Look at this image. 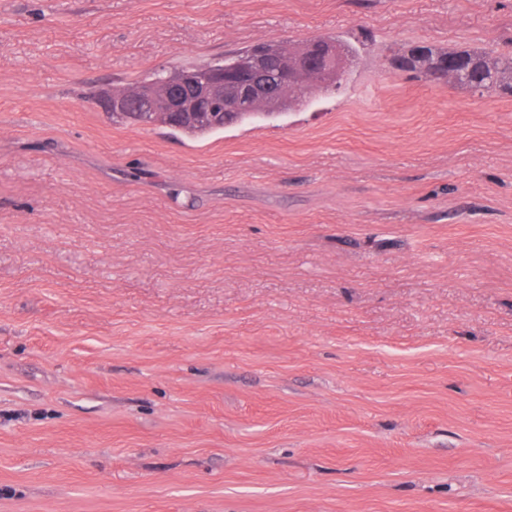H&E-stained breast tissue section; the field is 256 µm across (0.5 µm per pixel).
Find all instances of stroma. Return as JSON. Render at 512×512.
Wrapping results in <instances>:
<instances>
[{"mask_svg": "<svg viewBox=\"0 0 512 512\" xmlns=\"http://www.w3.org/2000/svg\"><path fill=\"white\" fill-rule=\"evenodd\" d=\"M367 48L205 139L92 94ZM512 0H0V512H512ZM448 59L462 61L465 65V74L461 77L462 73L458 70L445 66L443 70H439V76L434 81L435 86L446 88L455 86L459 81L458 87L472 93L512 94V57H492L485 51L475 48L448 50L417 45L393 54L390 63L400 61L404 72L420 75L431 82L424 75H429L440 62Z\"/></svg>", "mask_w": 512, "mask_h": 512, "instance_id": "obj_1", "label": "stroma"}]
</instances>
